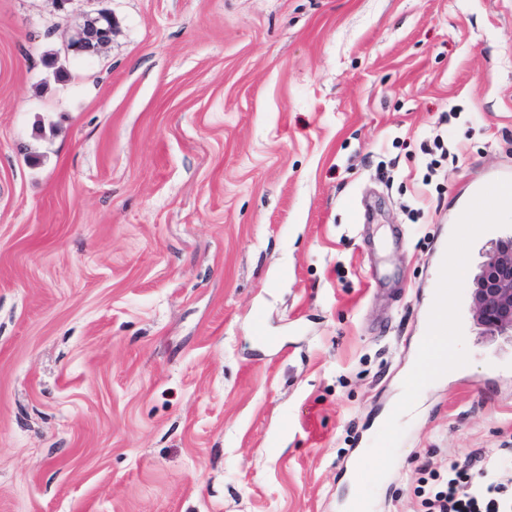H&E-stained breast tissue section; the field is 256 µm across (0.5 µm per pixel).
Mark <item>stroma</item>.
Returning a JSON list of instances; mask_svg holds the SVG:
<instances>
[{"instance_id":"stroma-1","label":"stroma","mask_w":512,"mask_h":512,"mask_svg":"<svg viewBox=\"0 0 512 512\" xmlns=\"http://www.w3.org/2000/svg\"><path fill=\"white\" fill-rule=\"evenodd\" d=\"M500 179L512 0H0V512H344ZM508 235L372 512L512 438V328L471 309ZM112 40V15L100 12L89 17L71 35L68 49L77 55H96Z\"/></svg>"}]
</instances>
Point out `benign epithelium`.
Here are the masks:
<instances>
[{"instance_id": "1", "label": "benign epithelium", "mask_w": 512, "mask_h": 512, "mask_svg": "<svg viewBox=\"0 0 512 512\" xmlns=\"http://www.w3.org/2000/svg\"><path fill=\"white\" fill-rule=\"evenodd\" d=\"M112 40V15L100 12L71 35L68 49L95 55ZM476 320L489 330L512 327V240H503L483 264L472 292Z\"/></svg>"}]
</instances>
